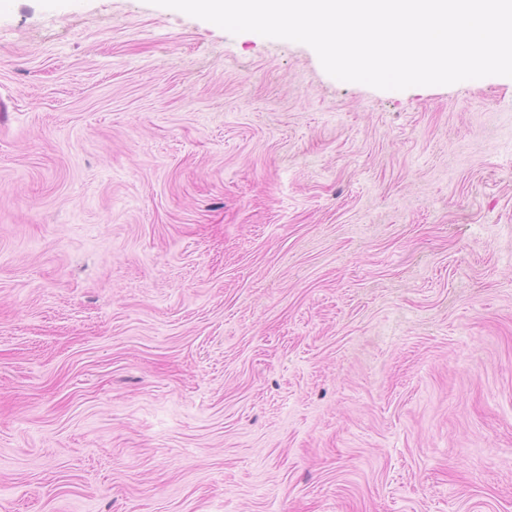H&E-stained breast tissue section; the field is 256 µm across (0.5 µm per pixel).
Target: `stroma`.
Returning a JSON list of instances; mask_svg holds the SVG:
<instances>
[{
	"mask_svg": "<svg viewBox=\"0 0 512 512\" xmlns=\"http://www.w3.org/2000/svg\"><path fill=\"white\" fill-rule=\"evenodd\" d=\"M1 101L0 512H512V78L12 0Z\"/></svg>",
	"mask_w": 512,
	"mask_h": 512,
	"instance_id": "stroma-1",
	"label": "stroma"
}]
</instances>
